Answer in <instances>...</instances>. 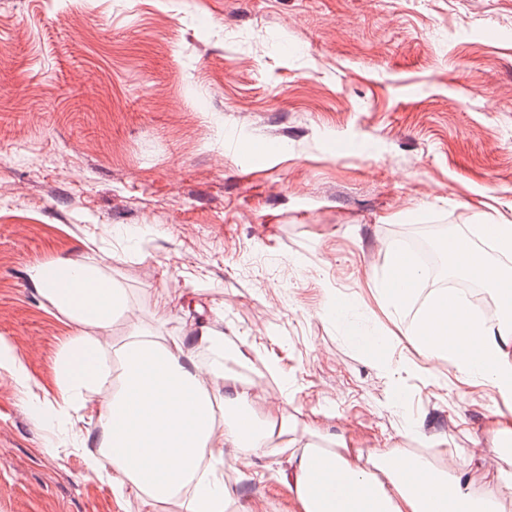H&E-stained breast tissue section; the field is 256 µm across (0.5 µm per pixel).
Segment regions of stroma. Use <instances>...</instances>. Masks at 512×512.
<instances>
[{"label": "stroma", "mask_w": 512, "mask_h": 512, "mask_svg": "<svg viewBox=\"0 0 512 512\" xmlns=\"http://www.w3.org/2000/svg\"><path fill=\"white\" fill-rule=\"evenodd\" d=\"M506 221L512 0H0V336L29 379L0 369V512H187L86 470L94 394L64 434L71 324L27 273L48 261L125 289L106 361L136 329L169 345L204 324L293 437L437 469L476 450L495 481L512 454L475 442L512 407L407 336L440 286L396 311L370 288L421 230L512 268L478 236ZM224 459L237 507L293 512L286 457Z\"/></svg>", "instance_id": "1"}]
</instances>
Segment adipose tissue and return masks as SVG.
Returning <instances> with one entry per match:
<instances>
[{
    "label": "adipose tissue",
    "instance_id": "obj_1",
    "mask_svg": "<svg viewBox=\"0 0 512 512\" xmlns=\"http://www.w3.org/2000/svg\"><path fill=\"white\" fill-rule=\"evenodd\" d=\"M442 247L456 271L492 286L505 322L489 332L448 290L428 301L411 339L427 359L448 362L464 383L492 386L512 400V272L488 262L469 237H451ZM390 268L393 280L375 290L387 306L408 301L418 282L402 252L391 253ZM29 278L72 325L64 358L80 368L61 370L60 384L76 399L87 391L106 394L96 411L101 451L86 464L92 473L110 475L119 495L162 502L186 490L190 512H224L235 500L222 472L225 449L252 457L273 448L288 457L295 512H504L512 498V473L479 484L466 480V465L438 470L399 451L367 455L344 440L328 444L315 428L305 441L287 439L286 419L252 412L233 368L243 353L226 350L223 336L205 327L187 349L145 332L128 336L116 353L117 371H110L101 337L127 310L124 291L87 267L69 269L61 279L38 263Z\"/></svg>",
    "mask_w": 512,
    "mask_h": 512
}]
</instances>
